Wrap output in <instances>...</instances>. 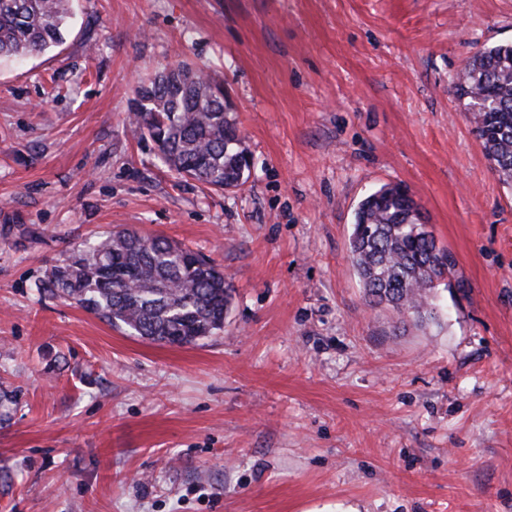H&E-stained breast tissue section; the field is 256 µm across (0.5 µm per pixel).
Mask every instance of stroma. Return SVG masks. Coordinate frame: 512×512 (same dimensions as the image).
Wrapping results in <instances>:
<instances>
[{
    "instance_id": "35a3bbf8",
    "label": "stroma",
    "mask_w": 512,
    "mask_h": 512,
    "mask_svg": "<svg viewBox=\"0 0 512 512\" xmlns=\"http://www.w3.org/2000/svg\"><path fill=\"white\" fill-rule=\"evenodd\" d=\"M0 58V512H512V185L454 83L512 0H72ZM252 154L212 191L129 130L168 63ZM406 185L455 259L436 320L368 308L360 201ZM165 236L224 273V327L170 346L39 291L82 240Z\"/></svg>"
}]
</instances>
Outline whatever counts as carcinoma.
<instances>
[{"label":"carcinoma","mask_w":512,"mask_h":512,"mask_svg":"<svg viewBox=\"0 0 512 512\" xmlns=\"http://www.w3.org/2000/svg\"><path fill=\"white\" fill-rule=\"evenodd\" d=\"M69 0H0V57L41 53L64 43ZM222 84L174 62L136 89L133 131L151 141L178 175L213 189L237 188L249 153ZM500 179L512 184V43L475 55L456 84ZM350 259L367 306L434 319L438 287L450 286L455 260L440 246L400 184H384L358 205ZM38 288L76 301L123 329L170 345H191L224 327L230 289L224 273L166 237L128 229L83 243L48 270Z\"/></svg>","instance_id":"cac0c4a2"}]
</instances>
